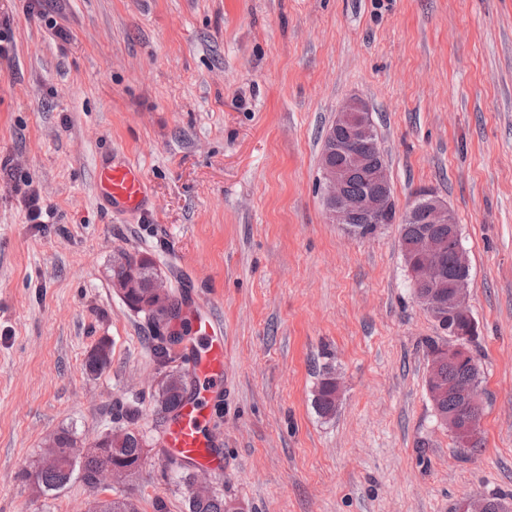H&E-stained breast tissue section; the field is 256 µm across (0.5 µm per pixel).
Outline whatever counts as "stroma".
Listing matches in <instances>:
<instances>
[{"label":"stroma","mask_w":512,"mask_h":512,"mask_svg":"<svg viewBox=\"0 0 512 512\" xmlns=\"http://www.w3.org/2000/svg\"><path fill=\"white\" fill-rule=\"evenodd\" d=\"M0 58V512H88L131 496L184 512L174 464L147 448L121 485L81 478L35 496L20 474L62 428L88 443L135 400L155 438L146 321L111 283L147 255L224 336L210 479L244 512H454L512 495V0H41ZM368 102L397 215L447 200L471 263L485 446L465 458L429 399L425 342L400 224L361 238L328 223L325 133ZM138 163L145 216L94 196L97 152ZM41 197L30 219L26 188ZM100 376L84 370L99 340ZM341 382L312 404L315 365ZM112 350L106 340L98 341L87 353L84 369L90 376H98L111 365ZM315 373L318 377V382L313 391L314 408L321 417L330 418L336 414V403L339 402L342 395L341 386L331 364L315 365ZM335 381L336 403L332 399Z\"/></svg>","instance_id":"stroma-1"}]
</instances>
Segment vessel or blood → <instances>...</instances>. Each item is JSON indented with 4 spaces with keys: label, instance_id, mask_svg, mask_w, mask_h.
Returning a JSON list of instances; mask_svg holds the SVG:
<instances>
[{
    "label": "vessel or blood",
    "instance_id": "1",
    "mask_svg": "<svg viewBox=\"0 0 512 512\" xmlns=\"http://www.w3.org/2000/svg\"><path fill=\"white\" fill-rule=\"evenodd\" d=\"M95 169L94 190L101 205L114 213H146L149 186L138 164L125 156L100 155ZM192 324L201 344L189 350L186 360L197 388L170 423L164 444L170 460L216 471L223 453L210 419L212 405L224 398V338L212 315H195Z\"/></svg>",
    "mask_w": 512,
    "mask_h": 512
}]
</instances>
